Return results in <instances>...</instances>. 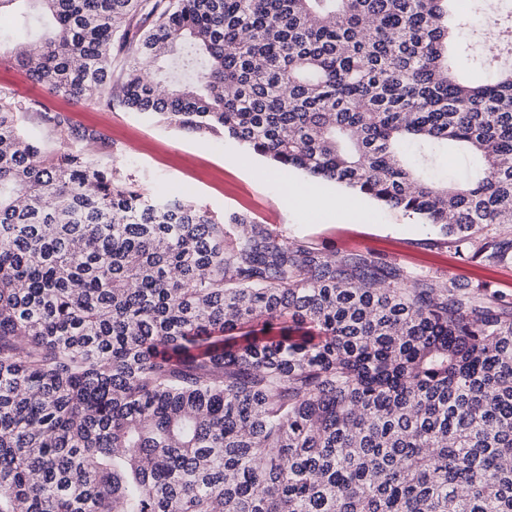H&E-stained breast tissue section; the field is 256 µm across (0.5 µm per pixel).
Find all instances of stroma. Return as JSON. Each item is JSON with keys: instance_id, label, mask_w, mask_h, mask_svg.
I'll return each mask as SVG.
<instances>
[{"instance_id": "1", "label": "stroma", "mask_w": 512, "mask_h": 512, "mask_svg": "<svg viewBox=\"0 0 512 512\" xmlns=\"http://www.w3.org/2000/svg\"><path fill=\"white\" fill-rule=\"evenodd\" d=\"M0 87L64 113L73 125L100 131L109 149L100 153L91 147L88 155L102 166L118 165L145 192L166 190L191 198L218 219L244 213L289 239L339 255L369 252L439 283H487L512 297V259L459 255L438 228L369 198L360 218L346 219L329 207L343 187L297 170H278L235 139L189 133L117 103L104 108L53 94L10 62L0 66Z\"/></svg>"}]
</instances>
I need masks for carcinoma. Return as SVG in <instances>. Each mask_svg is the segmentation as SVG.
<instances>
[{
  "label": "carcinoma",
  "instance_id": "1",
  "mask_svg": "<svg viewBox=\"0 0 512 512\" xmlns=\"http://www.w3.org/2000/svg\"><path fill=\"white\" fill-rule=\"evenodd\" d=\"M12 5L51 21L11 52L31 81L512 257V65L464 78L449 42L483 3ZM492 24L512 55V14ZM36 107L0 90V512H512L511 300L144 195L27 136ZM450 145L477 159L454 182Z\"/></svg>",
  "mask_w": 512,
  "mask_h": 512
}]
</instances>
